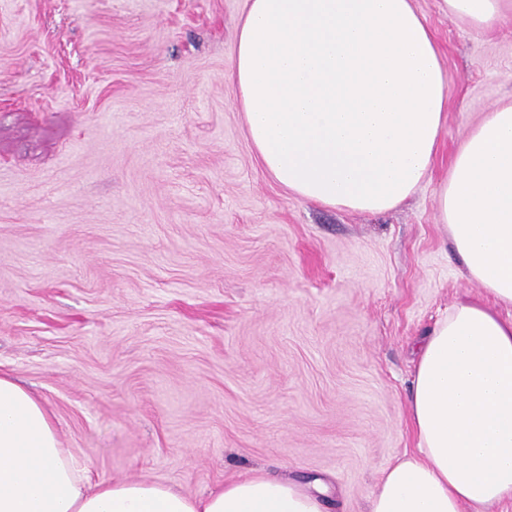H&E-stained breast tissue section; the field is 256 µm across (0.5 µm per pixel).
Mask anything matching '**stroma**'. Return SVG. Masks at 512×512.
I'll return each mask as SVG.
<instances>
[{
    "label": "stroma",
    "instance_id": "1",
    "mask_svg": "<svg viewBox=\"0 0 512 512\" xmlns=\"http://www.w3.org/2000/svg\"><path fill=\"white\" fill-rule=\"evenodd\" d=\"M246 0H0V370L96 481L186 495L264 472L368 512L413 451V361L485 292L437 220L512 100V19L414 0L449 76L429 181L379 215L262 168L227 69Z\"/></svg>",
    "mask_w": 512,
    "mask_h": 512
}]
</instances>
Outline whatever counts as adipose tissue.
Segmentation results:
<instances>
[{
    "label": "adipose tissue",
    "mask_w": 512,
    "mask_h": 512,
    "mask_svg": "<svg viewBox=\"0 0 512 512\" xmlns=\"http://www.w3.org/2000/svg\"><path fill=\"white\" fill-rule=\"evenodd\" d=\"M482 27L512 0H444ZM228 76L263 169L309 202L379 214L426 180L448 73L413 0H246ZM438 221L487 300L456 302L419 346L417 440L383 471L369 512H489L512 501V101L462 139ZM0 512H323L304 487L258 472L185 495L95 482L43 404L0 373Z\"/></svg>",
    "instance_id": "adipose-tissue-1"
}]
</instances>
